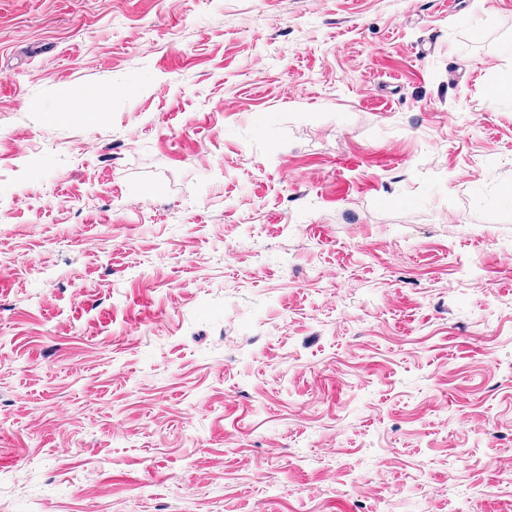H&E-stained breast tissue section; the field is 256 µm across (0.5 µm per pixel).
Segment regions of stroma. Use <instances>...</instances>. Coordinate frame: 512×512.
Segmentation results:
<instances>
[{"instance_id":"35a3bbf8","label":"stroma","mask_w":512,"mask_h":512,"mask_svg":"<svg viewBox=\"0 0 512 512\" xmlns=\"http://www.w3.org/2000/svg\"><path fill=\"white\" fill-rule=\"evenodd\" d=\"M511 44L0 0V512H512Z\"/></svg>"}]
</instances>
